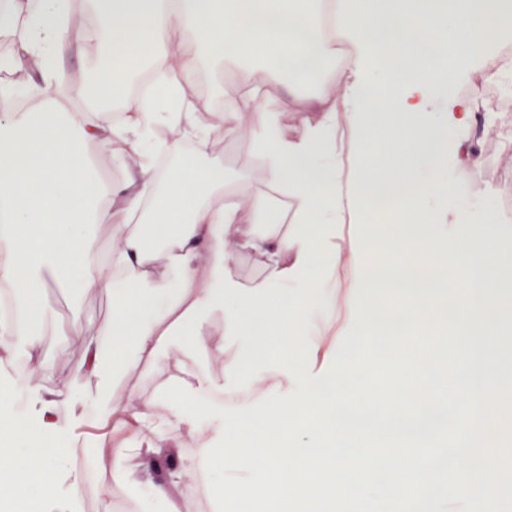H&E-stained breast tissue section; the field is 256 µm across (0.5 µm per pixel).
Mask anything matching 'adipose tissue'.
<instances>
[{
    "label": "adipose tissue",
    "instance_id": "1",
    "mask_svg": "<svg viewBox=\"0 0 512 512\" xmlns=\"http://www.w3.org/2000/svg\"><path fill=\"white\" fill-rule=\"evenodd\" d=\"M101 59L85 94L104 103L124 98L128 115L115 123L110 111L83 122L61 108L54 91V60L69 44L77 21L67 0H0V35L19 36L22 54L0 56V100L8 101L11 76L21 67L40 78L27 88L31 111L0 119V282L15 300L0 306V350L32 355L42 312L38 299L50 275L61 272L84 288L112 293V313L98 334L81 336L87 356L82 375L103 381L125 374L152 355L162 333L189 308L208 304L217 268L232 269L241 253L265 259L267 282L295 289L292 267L310 270L344 265V293L351 331L372 325L440 318L467 339L480 323L491 333L512 332V309L497 297L512 286V227L500 224L493 198L479 188L481 162L466 143L473 99L458 93L477 73L498 78L493 50L512 31L504 0H93ZM335 18L325 29V17ZM349 62L330 74L337 47ZM249 62L226 91L223 109L194 92L207 60ZM331 76L335 94L306 100L295 134L281 125V80L289 93ZM348 105L354 164L351 200H343L336 152L337 100ZM162 125L172 138L207 141L214 126L250 143L270 185L295 204V227L282 231L272 199L250 175H239L224 195L218 166L184 165L158 182L146 130ZM120 142L125 184L101 183L84 144ZM116 200L126 215L113 234L111 262L83 240L94 206ZM251 223H244V215ZM356 226L347 246L336 241L342 219ZM466 224L473 233L463 232ZM158 240L166 265L149 277L148 238ZM125 285L112 286L113 270ZM468 292L446 305L450 277ZM112 349L102 354L100 340ZM38 408L0 427L13 438L0 447V493L14 512H27L28 490H53L65 476L60 435L53 419L60 390L32 387ZM115 429L131 433L133 447L113 452L118 483L141 494L150 489L168 512H186L187 493L201 468L194 460L159 475L158 454L180 437L209 444L221 419L193 429L169 414L156 423L143 402Z\"/></svg>",
    "mask_w": 512,
    "mask_h": 512
}]
</instances>
